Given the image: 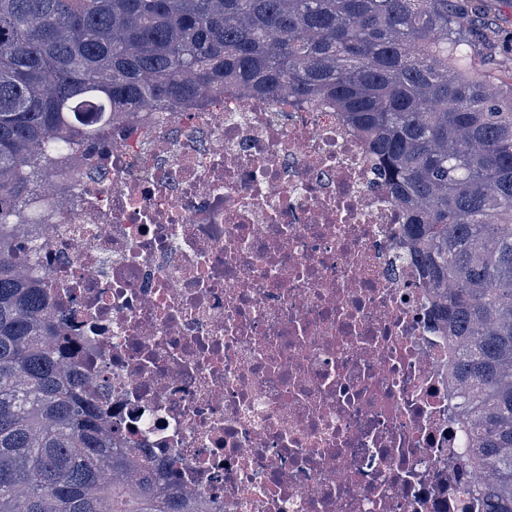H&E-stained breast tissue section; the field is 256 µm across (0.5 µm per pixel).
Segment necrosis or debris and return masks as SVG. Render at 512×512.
I'll return each instance as SVG.
<instances>
[{
    "instance_id": "1",
    "label": "necrosis or debris",
    "mask_w": 512,
    "mask_h": 512,
    "mask_svg": "<svg viewBox=\"0 0 512 512\" xmlns=\"http://www.w3.org/2000/svg\"><path fill=\"white\" fill-rule=\"evenodd\" d=\"M108 133L13 223L114 439L209 512H460L448 338L342 113L231 92Z\"/></svg>"
}]
</instances>
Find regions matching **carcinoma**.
<instances>
[{
    "label": "carcinoma",
    "mask_w": 512,
    "mask_h": 512,
    "mask_svg": "<svg viewBox=\"0 0 512 512\" xmlns=\"http://www.w3.org/2000/svg\"><path fill=\"white\" fill-rule=\"evenodd\" d=\"M484 0H0V512H208L112 440L12 217L39 153L224 90L345 114L405 210L479 512H512V53Z\"/></svg>",
    "instance_id": "carcinoma-1"
}]
</instances>
